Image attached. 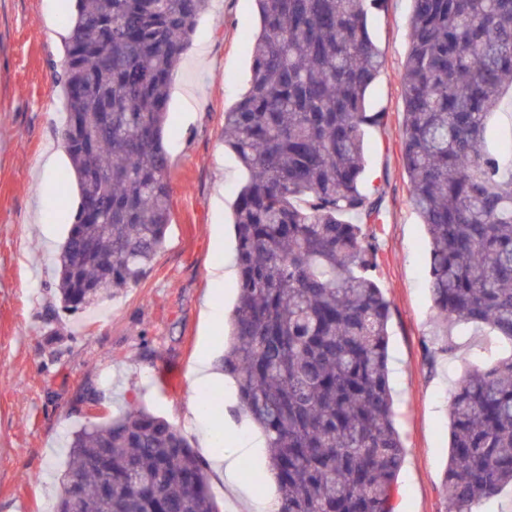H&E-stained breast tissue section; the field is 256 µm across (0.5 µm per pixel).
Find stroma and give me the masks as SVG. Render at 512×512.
<instances>
[{"label":"stroma","mask_w":512,"mask_h":512,"mask_svg":"<svg viewBox=\"0 0 512 512\" xmlns=\"http://www.w3.org/2000/svg\"><path fill=\"white\" fill-rule=\"evenodd\" d=\"M74 0H0V512H51L70 434L99 414L139 405L164 417L210 461L221 512H258L274 482L256 481L265 458H242L240 488L224 482V454L248 447L256 427L238 410L232 378L218 387L236 425L199 410L194 372L217 360L231 330L236 280L215 287L211 272L235 257L234 200L247 174L224 145V110L251 77L254 0H209L169 90L164 145L173 207L152 272L138 285L87 310L69 311L55 296L58 250L78 204L68 161L44 175L46 147L64 148V96L55 71ZM411 0H375L368 28L383 66L367 109L384 115L365 130L364 190L378 202L372 230L379 252L372 274L390 303V385L406 455L395 512H448L442 480L449 455L447 401L468 360L494 362L504 351L487 329H469L442 351L425 255L428 238L413 205L400 146L401 75L409 49ZM48 202L46 239L35 219ZM221 322L203 316L209 296Z\"/></svg>","instance_id":"1"}]
</instances>
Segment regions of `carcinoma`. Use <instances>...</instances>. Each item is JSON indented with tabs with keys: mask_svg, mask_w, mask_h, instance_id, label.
<instances>
[{
	"mask_svg": "<svg viewBox=\"0 0 512 512\" xmlns=\"http://www.w3.org/2000/svg\"><path fill=\"white\" fill-rule=\"evenodd\" d=\"M207 0H76L60 82L79 204L58 259L64 307L146 278L171 216L167 89ZM401 156L428 235L439 326L512 344V0H412ZM247 90L224 144L248 173L239 268L217 369L267 440L278 512H393L404 446L389 386L390 306L371 275L366 110L382 67L366 0H256ZM200 407L222 415L205 390ZM450 512L512 486V354L448 397ZM55 512H218L208 463L142 407L71 435Z\"/></svg>",
	"mask_w": 512,
	"mask_h": 512,
	"instance_id": "obj_1",
	"label": "carcinoma"
}]
</instances>
